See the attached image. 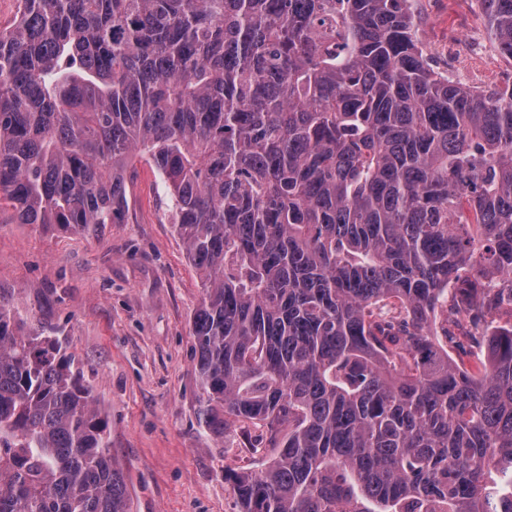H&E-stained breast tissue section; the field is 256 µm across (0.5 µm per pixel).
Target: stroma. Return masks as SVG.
<instances>
[{
  "mask_svg": "<svg viewBox=\"0 0 512 512\" xmlns=\"http://www.w3.org/2000/svg\"><path fill=\"white\" fill-rule=\"evenodd\" d=\"M431 65L475 87L512 85L475 0H413ZM123 223L83 233L16 223L0 209V298L32 323L58 327L112 426L111 452L129 512H239L228 468H260L272 454L241 433L199 426L191 321L202 298L168 217L158 174L126 173Z\"/></svg>",
  "mask_w": 512,
  "mask_h": 512,
  "instance_id": "obj_1",
  "label": "stroma"
}]
</instances>
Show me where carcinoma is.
<instances>
[{
    "mask_svg": "<svg viewBox=\"0 0 512 512\" xmlns=\"http://www.w3.org/2000/svg\"><path fill=\"white\" fill-rule=\"evenodd\" d=\"M0 203L118 224L147 157L201 280L199 420L275 449L240 512H512V326L469 371L430 326L512 304V86L428 62L411 0H21ZM512 59V0H476ZM58 331L0 302V512H128Z\"/></svg>",
    "mask_w": 512,
    "mask_h": 512,
    "instance_id": "obj_1",
    "label": "carcinoma"
}]
</instances>
